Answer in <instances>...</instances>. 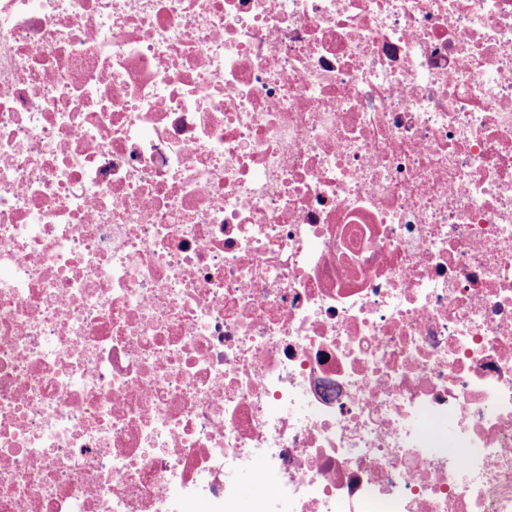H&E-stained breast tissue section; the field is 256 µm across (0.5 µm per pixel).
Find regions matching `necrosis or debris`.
<instances>
[{
    "label": "necrosis or debris",
    "instance_id": "obj_1",
    "mask_svg": "<svg viewBox=\"0 0 512 512\" xmlns=\"http://www.w3.org/2000/svg\"><path fill=\"white\" fill-rule=\"evenodd\" d=\"M512 512V0H0V512Z\"/></svg>",
    "mask_w": 512,
    "mask_h": 512
}]
</instances>
